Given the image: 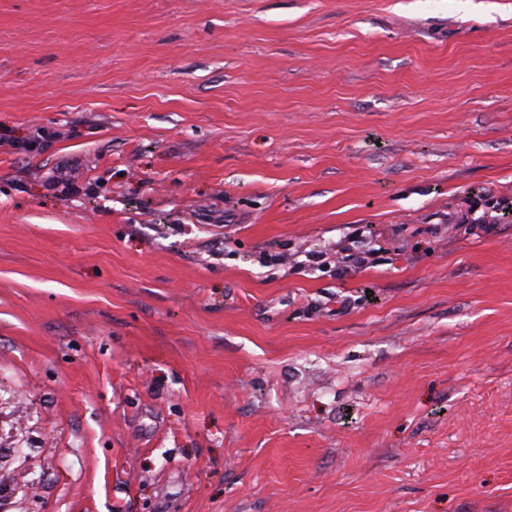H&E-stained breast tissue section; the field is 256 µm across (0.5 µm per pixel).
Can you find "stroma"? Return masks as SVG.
<instances>
[{"label":"stroma","instance_id":"obj_1","mask_svg":"<svg viewBox=\"0 0 512 512\" xmlns=\"http://www.w3.org/2000/svg\"><path fill=\"white\" fill-rule=\"evenodd\" d=\"M512 0H0V512H512Z\"/></svg>","mask_w":512,"mask_h":512}]
</instances>
